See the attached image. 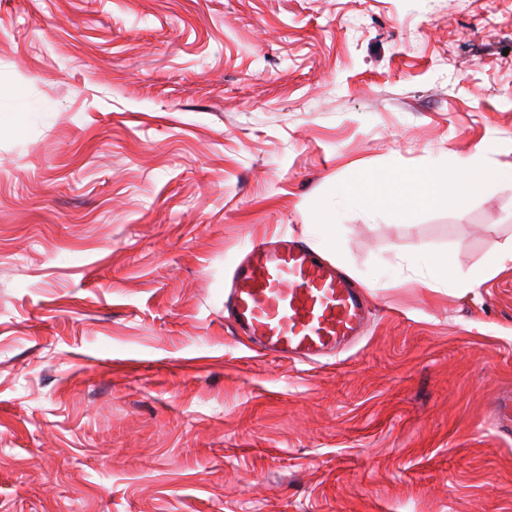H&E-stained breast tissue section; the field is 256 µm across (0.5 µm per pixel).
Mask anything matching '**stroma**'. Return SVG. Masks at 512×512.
Here are the masks:
<instances>
[{
  "instance_id": "obj_1",
  "label": "stroma",
  "mask_w": 512,
  "mask_h": 512,
  "mask_svg": "<svg viewBox=\"0 0 512 512\" xmlns=\"http://www.w3.org/2000/svg\"><path fill=\"white\" fill-rule=\"evenodd\" d=\"M482 143L512 165V0H0V512H512V264L460 290L512 184L345 193ZM281 232L369 304L318 364L224 319ZM490 145L481 144L476 152L461 163L455 175L448 178V169L434 168L429 171H409L392 167L384 179V189L380 178L373 173H363L350 186L348 196L368 208L384 207L394 210L402 219H409L421 208L448 205V199L458 192L459 182L472 170L479 167ZM497 430L505 435L512 434V391L507 390L497 398V413L495 419Z\"/></svg>"
}]
</instances>
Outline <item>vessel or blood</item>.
Masks as SVG:
<instances>
[{
	"label": "vessel or blood",
	"mask_w": 512,
	"mask_h": 512,
	"mask_svg": "<svg viewBox=\"0 0 512 512\" xmlns=\"http://www.w3.org/2000/svg\"><path fill=\"white\" fill-rule=\"evenodd\" d=\"M232 326L264 352L311 361L355 340L367 300L335 264L305 242L280 237L252 244L224 296ZM497 430L512 434V391L497 398Z\"/></svg>",
	"instance_id": "1"
}]
</instances>
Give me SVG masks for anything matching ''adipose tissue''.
<instances>
[{
	"mask_svg": "<svg viewBox=\"0 0 512 512\" xmlns=\"http://www.w3.org/2000/svg\"><path fill=\"white\" fill-rule=\"evenodd\" d=\"M489 150V145H479L452 175L442 168L409 171L398 166L392 167L383 178L364 173L350 186L347 194L367 207L388 208L408 219L419 209L447 205L449 199L457 195L460 180L479 166Z\"/></svg>",
	"mask_w": 512,
	"mask_h": 512,
	"instance_id": "obj_1",
	"label": "adipose tissue"
}]
</instances>
